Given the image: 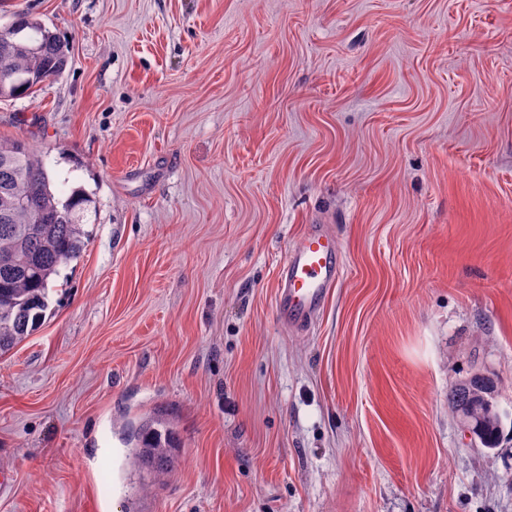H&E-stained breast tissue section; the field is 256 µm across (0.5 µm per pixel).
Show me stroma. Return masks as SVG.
Segmentation results:
<instances>
[{"instance_id":"stroma-1","label":"stroma","mask_w":512,"mask_h":512,"mask_svg":"<svg viewBox=\"0 0 512 512\" xmlns=\"http://www.w3.org/2000/svg\"><path fill=\"white\" fill-rule=\"evenodd\" d=\"M69 63L0 100L91 197L0 355V512H512V0H0ZM342 274L282 325L311 226ZM509 414L470 446V375ZM166 413L171 464L126 417ZM494 382L487 377L475 375L457 384L448 401L452 413L466 414L457 416V421L465 435L472 439L470 424L476 426V440L481 447L494 451L499 447L501 419L493 401Z\"/></svg>"}]
</instances>
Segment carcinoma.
<instances>
[{
  "label": "carcinoma",
  "mask_w": 512,
  "mask_h": 512,
  "mask_svg": "<svg viewBox=\"0 0 512 512\" xmlns=\"http://www.w3.org/2000/svg\"><path fill=\"white\" fill-rule=\"evenodd\" d=\"M68 60L67 46L36 20L0 28V99L32 93ZM90 203L82 190L56 195L42 155L22 139L0 137V354L42 320L50 278L81 253V221ZM493 393L494 382L475 375L457 384L448 401L452 413L470 414L476 440L489 451L498 449L501 427ZM133 437L141 464L167 470L173 431L162 417L143 419Z\"/></svg>",
  "instance_id": "obj_1"
}]
</instances>
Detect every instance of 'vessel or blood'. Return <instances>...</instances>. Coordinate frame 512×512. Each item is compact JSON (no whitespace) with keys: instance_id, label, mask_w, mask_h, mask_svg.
Here are the masks:
<instances>
[{"instance_id":"1","label":"vessel or blood","mask_w":512,"mask_h":512,"mask_svg":"<svg viewBox=\"0 0 512 512\" xmlns=\"http://www.w3.org/2000/svg\"><path fill=\"white\" fill-rule=\"evenodd\" d=\"M339 273L335 239L321 228L308 230L287 250L280 269L276 292L280 321L287 325L311 321Z\"/></svg>"}]
</instances>
